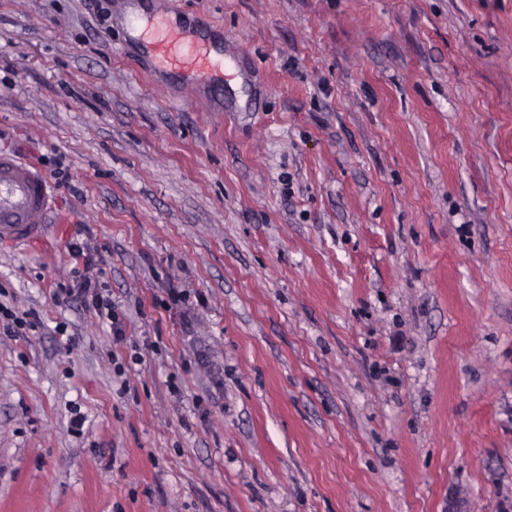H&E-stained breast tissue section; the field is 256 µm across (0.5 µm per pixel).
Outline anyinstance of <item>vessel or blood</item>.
<instances>
[{
    "instance_id": "vessel-or-blood-1",
    "label": "vessel or blood",
    "mask_w": 512,
    "mask_h": 512,
    "mask_svg": "<svg viewBox=\"0 0 512 512\" xmlns=\"http://www.w3.org/2000/svg\"><path fill=\"white\" fill-rule=\"evenodd\" d=\"M130 30H143L142 47L169 71L200 82L232 76L228 58L191 27L143 26L139 14L129 13ZM52 188L34 164L0 154V240L21 246L46 240L44 221L52 204Z\"/></svg>"
}]
</instances>
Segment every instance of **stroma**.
<instances>
[{
  "mask_svg": "<svg viewBox=\"0 0 512 512\" xmlns=\"http://www.w3.org/2000/svg\"><path fill=\"white\" fill-rule=\"evenodd\" d=\"M127 5L0 0V152L69 173L0 244V512H512V0H138L212 88ZM141 45L147 53L158 59L169 71L191 81H223L234 77L224 51L200 37L186 25L148 24ZM68 255L71 263L75 265L72 288H66V292L79 298L84 305L95 312V316L110 326L112 338L116 342H123L125 339V325L117 312V305L112 301V293L102 288L99 280H93L80 271L82 264L84 271L88 270V244L79 239H73L67 245ZM28 313L19 314L14 308L0 303V325L8 336H23V331L33 327L27 320Z\"/></svg>",
  "mask_w": 512,
  "mask_h": 512,
  "instance_id": "stroma-1",
  "label": "stroma"
}]
</instances>
